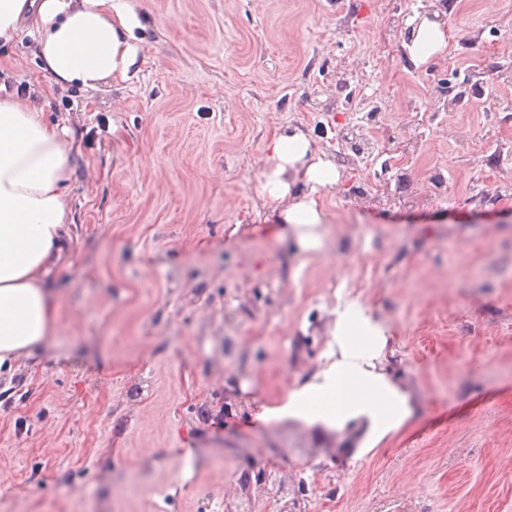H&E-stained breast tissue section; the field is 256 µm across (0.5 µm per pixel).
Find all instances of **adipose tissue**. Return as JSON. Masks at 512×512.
Wrapping results in <instances>:
<instances>
[{
	"instance_id": "ef3b65f1",
	"label": "adipose tissue",
	"mask_w": 512,
	"mask_h": 512,
	"mask_svg": "<svg viewBox=\"0 0 512 512\" xmlns=\"http://www.w3.org/2000/svg\"><path fill=\"white\" fill-rule=\"evenodd\" d=\"M27 20L41 33L39 52L56 85L95 89L126 77L135 59L138 21L128 0H0V43L13 39ZM73 143L71 129L27 100L0 99V365L31 353L56 326L51 276L71 239ZM262 177L263 195L284 202L279 219L298 247L319 249V192L339 184L335 164L311 155L305 134L278 135L267 146ZM299 181L308 191L289 201ZM331 336L338 357L290 390L279 416L327 431L357 419L370 441L399 428L414 403L377 368L384 326L352 301L335 310Z\"/></svg>"
}]
</instances>
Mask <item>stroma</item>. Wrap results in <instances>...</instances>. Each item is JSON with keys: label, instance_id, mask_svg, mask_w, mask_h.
Segmentation results:
<instances>
[{"label": "stroma", "instance_id": "obj_1", "mask_svg": "<svg viewBox=\"0 0 512 512\" xmlns=\"http://www.w3.org/2000/svg\"><path fill=\"white\" fill-rule=\"evenodd\" d=\"M129 5L135 62L96 90L52 84L33 27L0 45V99L25 84L78 146L59 330L0 375V512H512V0H446L421 67L384 20L422 0ZM369 101L407 173L342 166L302 252L265 148L349 154ZM374 182L385 201L357 194ZM353 299L416 400L372 448L358 420L263 417Z\"/></svg>", "mask_w": 512, "mask_h": 512}]
</instances>
